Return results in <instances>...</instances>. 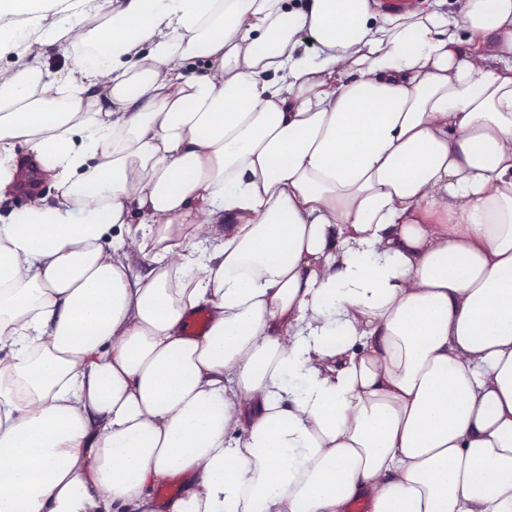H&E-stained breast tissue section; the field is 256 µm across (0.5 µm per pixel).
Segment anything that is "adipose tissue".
<instances>
[{
    "instance_id": "1",
    "label": "adipose tissue",
    "mask_w": 512,
    "mask_h": 512,
    "mask_svg": "<svg viewBox=\"0 0 512 512\" xmlns=\"http://www.w3.org/2000/svg\"><path fill=\"white\" fill-rule=\"evenodd\" d=\"M88 2L0 0V512H512V0Z\"/></svg>"
}]
</instances>
